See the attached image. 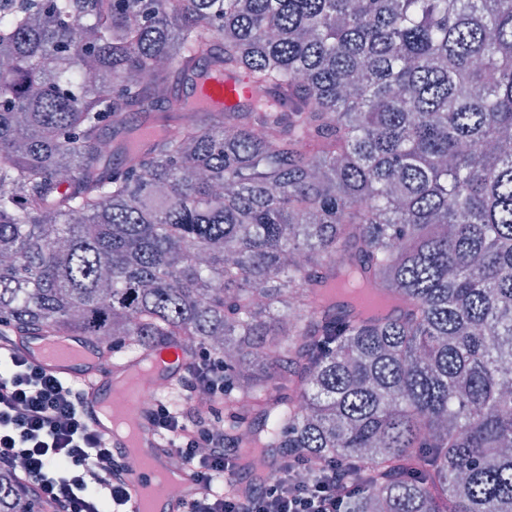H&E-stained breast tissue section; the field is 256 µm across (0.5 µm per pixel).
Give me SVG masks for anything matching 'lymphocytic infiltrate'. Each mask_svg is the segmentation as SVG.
<instances>
[{
  "label": "lymphocytic infiltrate",
  "instance_id": "obj_1",
  "mask_svg": "<svg viewBox=\"0 0 512 512\" xmlns=\"http://www.w3.org/2000/svg\"><path fill=\"white\" fill-rule=\"evenodd\" d=\"M185 372V390H205L209 408L176 413L157 397L148 403L145 419L200 486L186 512H343L344 481L336 467L318 468L315 479L298 480L310 459L297 451L250 495L225 497L213 475L234 468L237 451L225 440L217 414L224 403V363L202 350L186 361ZM2 468L14 471L18 491L52 512H124L128 502L123 455L92 427L83 391L24 358L14 337L0 329Z\"/></svg>",
  "mask_w": 512,
  "mask_h": 512
}]
</instances>
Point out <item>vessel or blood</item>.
<instances>
[{
    "label": "vessel or blood",
    "instance_id": "obj_1",
    "mask_svg": "<svg viewBox=\"0 0 512 512\" xmlns=\"http://www.w3.org/2000/svg\"><path fill=\"white\" fill-rule=\"evenodd\" d=\"M248 91L240 80L221 76L196 79L192 96L196 104L208 107L232 106L247 97ZM17 345L26 357L49 374L82 385L85 392V410L93 428L104 436L113 447L126 449L127 441L115 434L101 413L103 405L114 397H122L128 409L139 419V445L145 450L144 460L129 468L131 512H181L183 498L198 490L197 482L188 469H181L180 479L185 493L165 500L157 499L154 492V471L168 463L169 457L162 450L158 439L142 419L146 409L148 388L121 391L119 381L138 364L137 359H113L108 347L97 344L86 336L51 338L43 334L21 336ZM147 359L155 362L160 379L171 384L180 376L182 355L174 347L150 351Z\"/></svg>",
    "mask_w": 512,
    "mask_h": 512
}]
</instances>
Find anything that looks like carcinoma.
I'll list each match as a JSON object with an SVG mask.
<instances>
[{"instance_id": "1", "label": "carcinoma", "mask_w": 512, "mask_h": 512, "mask_svg": "<svg viewBox=\"0 0 512 512\" xmlns=\"http://www.w3.org/2000/svg\"><path fill=\"white\" fill-rule=\"evenodd\" d=\"M511 139L512 0H0V325L208 349L345 512H512ZM247 96L248 90L239 79L224 78V75L197 78L192 92L196 104L208 107L233 106Z\"/></svg>"}]
</instances>
